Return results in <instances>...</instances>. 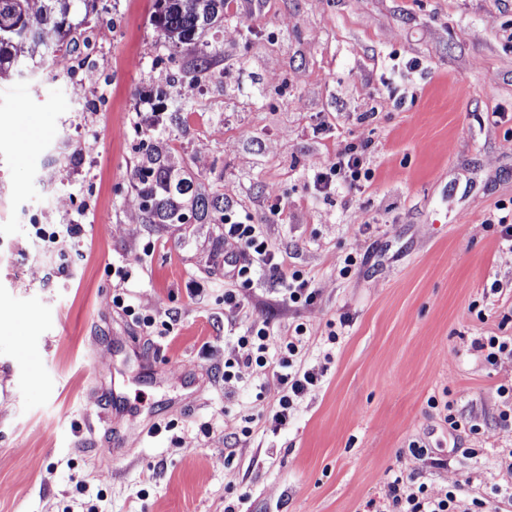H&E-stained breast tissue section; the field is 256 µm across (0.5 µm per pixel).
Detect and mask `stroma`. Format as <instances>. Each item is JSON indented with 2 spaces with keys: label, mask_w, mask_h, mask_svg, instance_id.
Wrapping results in <instances>:
<instances>
[{
  "label": "stroma",
  "mask_w": 512,
  "mask_h": 512,
  "mask_svg": "<svg viewBox=\"0 0 512 512\" xmlns=\"http://www.w3.org/2000/svg\"><path fill=\"white\" fill-rule=\"evenodd\" d=\"M103 3L113 23L94 25L81 82L61 61L0 74V512H362L398 470L505 484L496 390L512 361L472 343L512 338L497 224L512 211V0H225L201 35L224 54L197 73L151 24L154 0ZM86 92L100 108L81 110ZM19 96L44 119L25 164ZM351 142L372 181L318 191ZM171 174L188 188L173 217L148 191ZM228 211L319 288L313 305L283 304L260 271L225 312ZM120 263L133 318L112 304ZM262 318L305 324L298 362L323 373L277 432L263 374L241 368L224 392L225 359ZM118 372L128 407L105 458ZM419 439L447 467L406 455Z\"/></svg>",
  "instance_id": "stroma-1"
}]
</instances>
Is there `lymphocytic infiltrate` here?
I'll use <instances>...</instances> for the list:
<instances>
[{
    "label": "lymphocytic infiltrate",
    "mask_w": 512,
    "mask_h": 512,
    "mask_svg": "<svg viewBox=\"0 0 512 512\" xmlns=\"http://www.w3.org/2000/svg\"><path fill=\"white\" fill-rule=\"evenodd\" d=\"M343 179L348 188H360L371 180L372 173L363 155L351 146L338 148L333 160L314 175L316 187L330 190L336 179ZM224 236L234 241L247 260L239 264L233 277L235 287L224 292V305L229 310L241 308L243 287L249 286L256 267H263L281 286L284 302L293 306L313 305L319 295L309 279L288 264V257L276 253L262 236L250 217L228 213L224 216ZM306 335L304 325H297L288 335L278 334L269 320L255 321L246 334L240 336V357L226 360L224 380L239 379L240 367L270 371L279 397L269 420L274 428L287 426L298 399L318 387L321 372L298 368L294 360ZM277 360H270V353ZM366 512H512V487H496L491 498L473 496L464 483L453 480L446 487L434 489L416 482L413 476L396 472L387 483L384 502L369 501Z\"/></svg>",
    "instance_id": "f902f5d3"
}]
</instances>
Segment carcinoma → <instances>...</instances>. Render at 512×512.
I'll list each match as a JSON object with an SVG mask.
<instances>
[{
	"label": "carcinoma",
	"mask_w": 512,
	"mask_h": 512,
	"mask_svg": "<svg viewBox=\"0 0 512 512\" xmlns=\"http://www.w3.org/2000/svg\"><path fill=\"white\" fill-rule=\"evenodd\" d=\"M40 23L56 33V41L47 45L43 41L26 40L23 37L24 24L28 21L29 0H0V71L15 69L17 73L26 70L17 56V45L27 42L35 47L42 46L41 66H53L58 53L72 55L87 31L86 24L91 14L98 12V0H80L85 7L81 21L70 19L72 3L75 0H39ZM198 11L191 12L185 7V0H154L151 24L173 44L199 46L200 31L217 22L224 21V0H199Z\"/></svg>",
	"instance_id": "1"
}]
</instances>
